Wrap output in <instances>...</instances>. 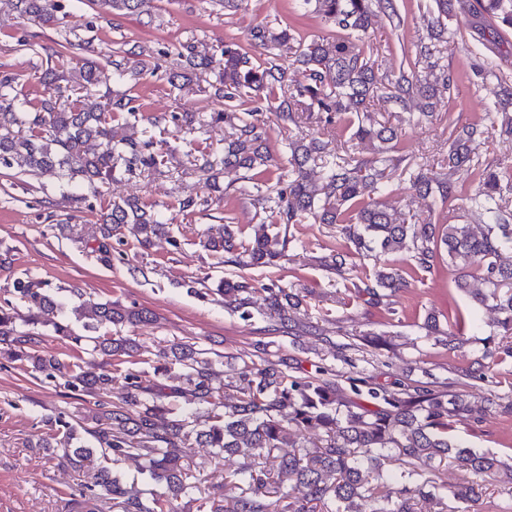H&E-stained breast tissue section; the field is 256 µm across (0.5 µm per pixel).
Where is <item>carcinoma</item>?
<instances>
[{
  "label": "carcinoma",
  "mask_w": 512,
  "mask_h": 512,
  "mask_svg": "<svg viewBox=\"0 0 512 512\" xmlns=\"http://www.w3.org/2000/svg\"><path fill=\"white\" fill-rule=\"evenodd\" d=\"M18 15L42 25H55L63 9L61 0H3ZM105 13L151 15L152 0H93ZM333 24L342 34L336 38L295 39L286 28L253 27L246 44L226 43L220 54H203L197 40L179 43L178 56L185 61L167 79L173 85L190 80L197 72L215 71L210 96L224 99L227 108L212 117L224 121L231 132L224 140V167L261 174L275 169L274 181L254 185L253 204L261 217L254 235L244 240L231 224L210 229L201 241L204 250L225 263L267 266L284 257L287 240L267 232L269 224H337L346 240L324 258V266L345 275L357 263L379 250L382 254L406 253L415 269L431 273L438 261L448 257L457 271L455 287L472 302L469 311L448 315V330L438 319L424 323L430 335L448 338V349L464 343V330L480 326L476 310L497 314L504 335H512V165L481 166L479 148L496 126L512 136V87H503L482 121L455 126L449 132L448 155L441 170L430 172L417 164L405 167L409 183L422 198L441 204L462 201L466 215L477 218L458 224H439L428 219L405 224L383 200L391 178L389 153L399 150L402 127L382 124L375 118L376 101L390 97L407 113L404 122L432 116L434 100L448 93L454 78L439 64L433 49L423 46L410 72L387 82L379 78L378 47L359 45L375 17L374 0H300ZM434 39L453 38L448 17L452 0H433ZM481 11L512 26V0H479ZM293 42L290 66L302 70L303 81L288 84V68L261 56ZM97 81L96 66L84 62L66 77V85L47 81L45 95L33 102L20 98L16 78L0 76V168L20 169L39 175L53 172L68 184L97 188L120 172L156 170L164 155L151 140L110 138L107 115L122 112L138 119L140 107L127 94L105 101L73 95ZM265 101L285 124L298 123L300 114L322 129L336 127L349 140L375 143L377 157L360 159L351 152L332 153V141L321 135L288 143L283 161L267 150V133L257 118ZM320 168V181L309 179L308 165ZM467 168L481 181L475 193L463 194L454 175ZM131 225L144 248L159 236L170 234L169 225L138 198L112 202L100 216L93 241L105 264H112V242L124 244L122 228ZM46 284L31 278L16 281L15 291L27 303L22 312L12 305L0 306V366L19 363L48 378L60 377L65 385L86 396L107 392L116 377L124 379L126 395L120 404L99 402L94 410L97 428L90 431L97 446L82 441L78 428L60 413L48 419L52 433L41 447L50 448L61 464L82 473L80 491L89 512H174L178 498L200 501L205 512H415L417 502L428 500L434 512H447V498L461 504L460 512H478L484 478L501 475L512 480V464L489 453H479L452 435L456 417L475 425L494 411L512 414V402L477 399L470 394L443 392L421 386L396 385L376 388L364 377H349L344 387L328 377L331 369L318 366L303 375H290L282 363L243 362L239 371L238 396L231 404L224 398V362L210 357L192 344L170 348L164 367L182 371L183 385H149L141 372L101 367L86 369L55 356L41 354L38 327H50L54 335L77 345L90 342L88 364L107 356L118 364L139 353V345L122 335L96 336L103 326L149 324L152 313L144 308H126L118 303H94L74 309L84 320L89 335L78 334L62 317V305L45 293ZM408 287L403 271L376 266L372 279L355 291L367 305L381 304L378 289L396 292ZM265 293L263 315L286 326L289 312L302 306L295 288L274 284L259 289ZM241 277L224 279L217 291L239 296L240 318L247 321V296L259 291ZM512 358V343L486 350L477 367L466 370L474 381L502 356ZM185 395L196 404L193 411L180 406ZM314 441H302L306 432ZM214 449L223 455L242 456L240 467L224 482V499L202 495L200 479L189 473L181 448L187 442ZM289 448L282 454L280 450ZM113 461L134 459L160 491L145 501L139 491L127 486L123 476L105 465L85 467L97 454ZM452 465L467 475L465 482L448 489L438 482L441 464ZM243 489V494L232 495ZM231 501L226 507L223 501Z\"/></svg>",
  "instance_id": "carcinoma-1"
}]
</instances>
